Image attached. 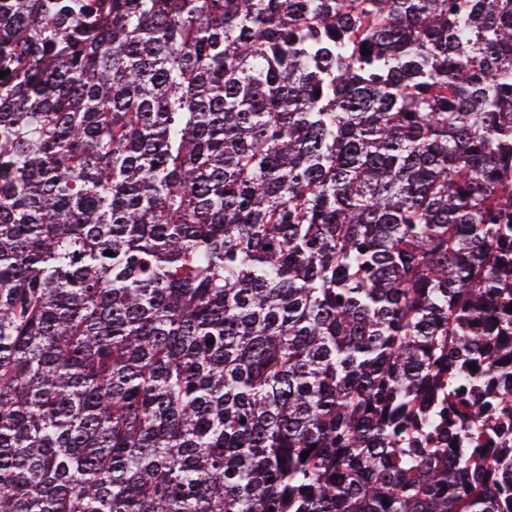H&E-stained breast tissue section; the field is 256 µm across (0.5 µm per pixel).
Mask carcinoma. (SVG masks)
<instances>
[{"mask_svg":"<svg viewBox=\"0 0 512 512\" xmlns=\"http://www.w3.org/2000/svg\"><path fill=\"white\" fill-rule=\"evenodd\" d=\"M5 71L0 512H512V0H0Z\"/></svg>","mask_w":512,"mask_h":512,"instance_id":"carcinoma-1","label":"carcinoma"}]
</instances>
